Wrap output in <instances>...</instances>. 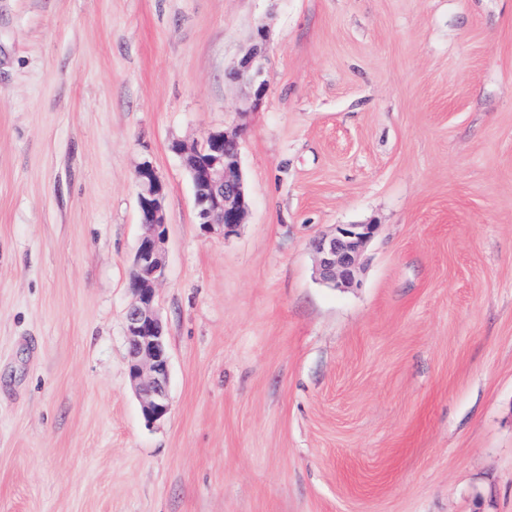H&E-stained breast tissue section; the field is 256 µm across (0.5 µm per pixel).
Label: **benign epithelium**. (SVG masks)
I'll return each mask as SVG.
<instances>
[{
	"label": "benign epithelium",
	"instance_id": "1",
	"mask_svg": "<svg viewBox=\"0 0 512 512\" xmlns=\"http://www.w3.org/2000/svg\"><path fill=\"white\" fill-rule=\"evenodd\" d=\"M267 29L256 28L252 46L229 73L236 83L248 87L245 107H259L266 94L263 79ZM241 130L229 126L211 131L201 144L181 141L172 150L189 173L199 223L209 232L224 235L244 223L251 206L245 188L239 138ZM138 188L141 235L133 260L128 289L132 303L125 314V337L129 351L128 374L139 395L141 411L149 423L170 413V352L163 322L156 308V287L163 281L167 262L165 186L154 166L144 161L135 172ZM378 224H338L333 233L314 238L311 249L319 278L338 288L356 280L364 248L378 234Z\"/></svg>",
	"mask_w": 512,
	"mask_h": 512
}]
</instances>
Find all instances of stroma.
I'll list each match as a JSON object with an SVG mask.
<instances>
[{"label":"stroma","mask_w":512,"mask_h":512,"mask_svg":"<svg viewBox=\"0 0 512 512\" xmlns=\"http://www.w3.org/2000/svg\"><path fill=\"white\" fill-rule=\"evenodd\" d=\"M228 126L251 207L223 236L170 144ZM368 222L359 285L322 283L312 238ZM0 512H512V0H0ZM252 46L241 57L237 66L229 73L233 82L244 84L249 93L244 102L245 107L255 109L259 107L266 94L267 84L263 79L264 60L267 50V29L260 25L256 28ZM135 182L142 232L128 285L133 300L125 314L128 374L144 418L155 423L165 419L171 409L170 352L155 303L156 287L165 278L167 262L165 186L148 161L138 165Z\"/></svg>","instance_id":"35a3bbf8"}]
</instances>
